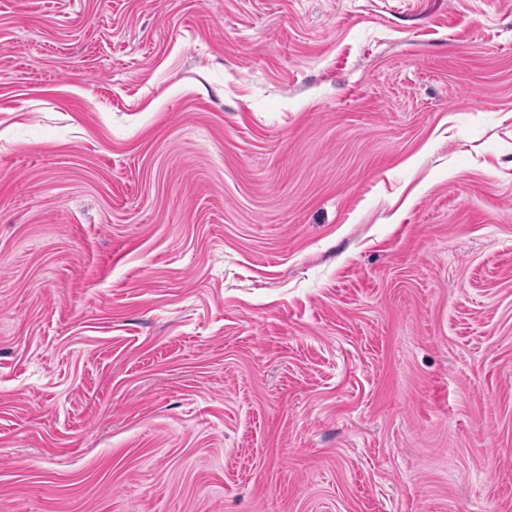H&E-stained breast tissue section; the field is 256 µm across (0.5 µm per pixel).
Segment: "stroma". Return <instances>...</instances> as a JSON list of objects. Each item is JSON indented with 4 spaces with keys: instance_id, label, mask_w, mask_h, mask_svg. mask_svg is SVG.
Wrapping results in <instances>:
<instances>
[{
    "instance_id": "1",
    "label": "stroma",
    "mask_w": 512,
    "mask_h": 512,
    "mask_svg": "<svg viewBox=\"0 0 512 512\" xmlns=\"http://www.w3.org/2000/svg\"><path fill=\"white\" fill-rule=\"evenodd\" d=\"M0 512H512V0H0Z\"/></svg>"
}]
</instances>
